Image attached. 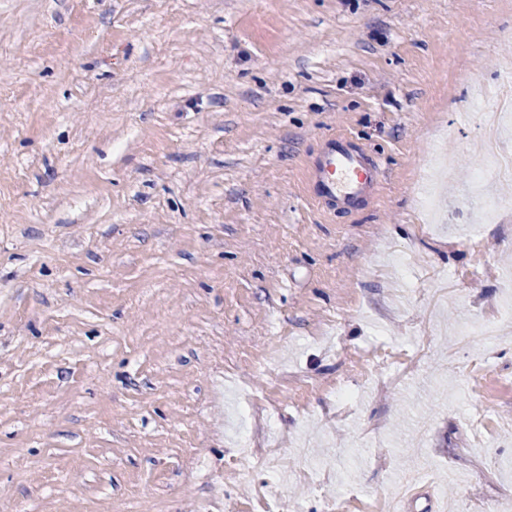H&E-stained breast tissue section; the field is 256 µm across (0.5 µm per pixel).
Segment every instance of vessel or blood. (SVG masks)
<instances>
[{"mask_svg":"<svg viewBox=\"0 0 512 512\" xmlns=\"http://www.w3.org/2000/svg\"><path fill=\"white\" fill-rule=\"evenodd\" d=\"M380 175V168L372 158L342 138L328 142L312 170L318 195L346 208L372 195Z\"/></svg>","mask_w":512,"mask_h":512,"instance_id":"b4317fda","label":"vessel or blood"}]
</instances>
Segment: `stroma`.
Returning a JSON list of instances; mask_svg holds the SVG:
<instances>
[{
	"label": "stroma",
	"mask_w": 512,
	"mask_h": 512,
	"mask_svg": "<svg viewBox=\"0 0 512 512\" xmlns=\"http://www.w3.org/2000/svg\"><path fill=\"white\" fill-rule=\"evenodd\" d=\"M509 72L512 0H0V512L512 494V446L461 451L512 421V209L469 174ZM339 134L384 171L350 211ZM258 426L287 480L235 471ZM380 175L379 165L343 138L328 142L312 170L317 194L344 208L354 207L361 198L372 195Z\"/></svg>",
	"instance_id": "stroma-1"
}]
</instances>
